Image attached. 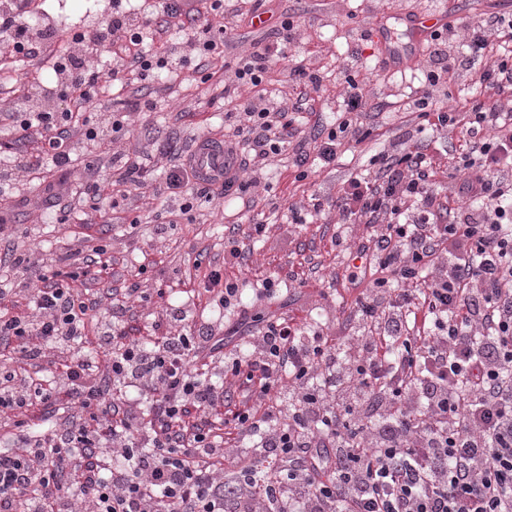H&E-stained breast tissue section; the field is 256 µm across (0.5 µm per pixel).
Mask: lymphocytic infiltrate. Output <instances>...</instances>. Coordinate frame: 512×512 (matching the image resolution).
Segmentation results:
<instances>
[{"label": "lymphocytic infiltrate", "instance_id": "lymphocytic-infiltrate-1", "mask_svg": "<svg viewBox=\"0 0 512 512\" xmlns=\"http://www.w3.org/2000/svg\"><path fill=\"white\" fill-rule=\"evenodd\" d=\"M33 0H0V65L33 59L65 43L55 84L7 87L0 133L35 132L37 153L15 154V170L48 175L69 166L72 138L112 144L108 124L88 112L103 84L126 85L166 68L173 54L160 36L177 28L196 38L197 53H224L223 0L182 10L166 0L160 18L115 13L98 27L31 30ZM512 42V19L468 28L470 60L492 57L477 72L485 89L512 87V55L495 53L486 27ZM108 50L120 63L102 72L86 56ZM425 51L426 91L418 116L424 129L461 128L459 188L469 205L447 218L436 193L435 158L424 142L378 159L376 178L352 177L337 191L343 220L379 224L356 249L348 280L361 295V335L337 341L316 327L273 323L227 358L210 323L189 326L192 309L164 315L175 332L162 342L133 340L121 326L123 306L101 323L97 352L79 350L98 305L77 289L78 276L100 281L111 257L97 238L80 274L37 267L29 254L0 255V300L12 277L37 271L29 291L36 318L0 311V344L25 370L0 362V411L12 416V448L0 450V512H512V115L496 102H454L452 65L441 33ZM282 46L243 57L232 81L252 96L239 106L230 151L246 147L243 169L259 167L299 132L295 113L265 103V78ZM346 114L318 130L316 158L328 165L347 138L366 134L352 113L365 106L362 88L345 75ZM443 87L442 98L430 90ZM59 95L64 108L34 106ZM146 170L134 160L93 183L92 203L119 206ZM250 188L241 173L221 187L198 185L191 162L172 166L157 192L177 197L178 220L217 198ZM60 377L43 383L53 359ZM68 396L75 410L40 431L27 419ZM224 407L236 447L209 416ZM80 488L72 495L66 479Z\"/></svg>", "mask_w": 512, "mask_h": 512}]
</instances>
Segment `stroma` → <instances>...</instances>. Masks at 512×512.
<instances>
[{
    "instance_id": "35a3bbf8",
    "label": "stroma",
    "mask_w": 512,
    "mask_h": 512,
    "mask_svg": "<svg viewBox=\"0 0 512 512\" xmlns=\"http://www.w3.org/2000/svg\"><path fill=\"white\" fill-rule=\"evenodd\" d=\"M259 9L260 22H252V9ZM450 10L458 28L449 39L450 53H464L465 23L486 19L490 14H511L512 0H228L224 14L228 42L226 60L240 57L271 44L281 15L293 17L297 40L288 48V57L272 70L266 83L268 101L273 106H292L302 89L288 78L295 64H303L321 78L314 92L312 110L304 111L301 131L295 141L279 154L270 156L256 174L257 185L246 198L216 199L197 210L192 221L172 223L175 200L154 198L168 164L169 144L191 154L204 137L223 138L230 129L224 124L222 88L202 82L196 69L197 54L182 34L170 41L178 57L172 73L157 80L146 78L129 87L104 89L97 103L98 119L119 124L109 149L96 150L76 144L68 171L59 181L72 205L69 219L59 223L56 199L45 183L18 176L12 194L0 197V246L37 248L45 264L80 250L81 234H105L112 244V287L117 294L104 300L103 313L113 304L129 303L126 330L131 338L160 337L157 323L165 306L158 289L170 290L173 302L194 303L197 313L213 320L217 335L224 338V353L234 356L273 321H292L304 326L316 324L331 336L356 334L358 289L349 286L346 276L350 253L370 233L363 224H343L329 203L343 182L351 176H374L370 158L381 152L403 149L414 135L429 145L439 163L435 189L440 199L456 198L460 173L457 169L460 134L453 127L438 133L419 132L415 101L423 91L417 67L391 72L375 68L377 42L363 41V34L403 12ZM110 10L109 0H36L35 11L27 18L32 27L47 24L60 28L95 22ZM351 69L362 85L367 112L357 123L368 130L362 143L344 142L334 163L312 166L306 180H296L293 159L300 145L309 143L318 120H336L343 109L342 72ZM140 157L149 171L147 186L134 191L128 201L140 222L137 226L106 223L101 213L90 209L83 191L86 185L112 175V160L118 155ZM168 224L166 237L155 235V227ZM265 225L262 235H250L251 225ZM238 229L253 251L244 266L224 261V236ZM223 270L226 278L237 280L249 314L214 312L200 280L207 267ZM272 280V296L256 297L255 290ZM138 284V296L126 301L123 291Z\"/></svg>"
}]
</instances>
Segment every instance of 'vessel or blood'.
Returning a JSON list of instances; mask_svg holds the SVG:
<instances>
[{
    "instance_id": "obj_1",
    "label": "vessel or blood",
    "mask_w": 512,
    "mask_h": 512,
    "mask_svg": "<svg viewBox=\"0 0 512 512\" xmlns=\"http://www.w3.org/2000/svg\"><path fill=\"white\" fill-rule=\"evenodd\" d=\"M402 25V33L394 29L377 30V40L381 45L379 63L388 69H397L407 62L417 59L426 40L438 28L448 22L446 16L406 12L397 17ZM234 163L232 154L225 149L222 141L211 140L198 144L193 151V164L200 180L213 184L224 181L225 169Z\"/></svg>"
}]
</instances>
